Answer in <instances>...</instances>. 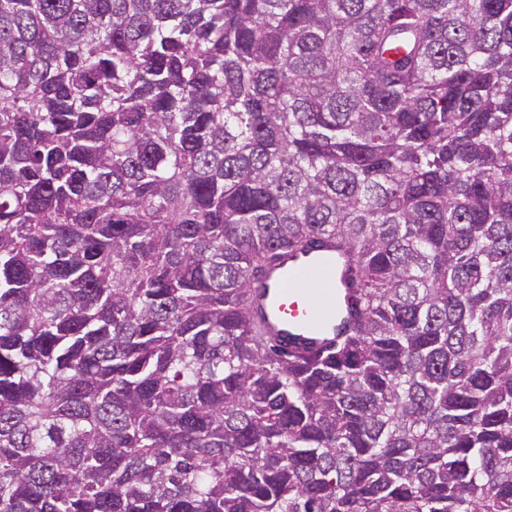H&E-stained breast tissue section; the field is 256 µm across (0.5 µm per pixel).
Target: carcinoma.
I'll list each match as a JSON object with an SVG mask.
<instances>
[{"mask_svg": "<svg viewBox=\"0 0 512 512\" xmlns=\"http://www.w3.org/2000/svg\"><path fill=\"white\" fill-rule=\"evenodd\" d=\"M0 512H512V0H0ZM341 274L336 252L316 247L307 253L283 252L269 267L253 299L254 311L270 336L290 347H319L336 337L346 318L345 306L336 302L335 287ZM322 293L325 305L315 307L313 296Z\"/></svg>", "mask_w": 512, "mask_h": 512, "instance_id": "1", "label": "carcinoma"}]
</instances>
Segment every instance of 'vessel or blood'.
<instances>
[{
    "instance_id": "vessel-or-blood-1",
    "label": "vessel or blood",
    "mask_w": 512,
    "mask_h": 512,
    "mask_svg": "<svg viewBox=\"0 0 512 512\" xmlns=\"http://www.w3.org/2000/svg\"><path fill=\"white\" fill-rule=\"evenodd\" d=\"M340 274L341 262L330 248L282 253L267 270L253 308L282 343L322 346L336 336L346 317L333 291Z\"/></svg>"
}]
</instances>
